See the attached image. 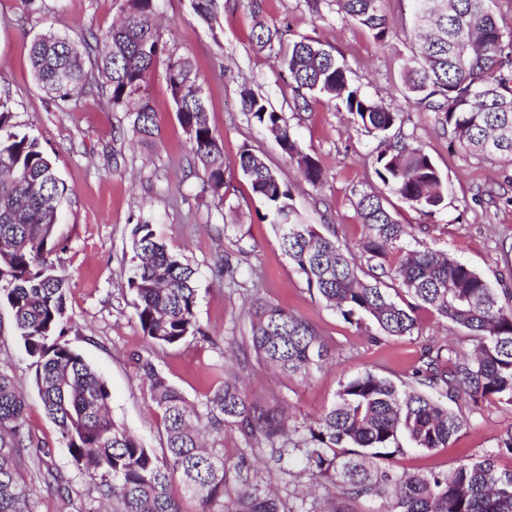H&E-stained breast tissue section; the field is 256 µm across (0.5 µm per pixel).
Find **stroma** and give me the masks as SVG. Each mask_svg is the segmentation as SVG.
<instances>
[{
	"mask_svg": "<svg viewBox=\"0 0 512 512\" xmlns=\"http://www.w3.org/2000/svg\"><path fill=\"white\" fill-rule=\"evenodd\" d=\"M382 6L391 32L381 43L368 29L338 15L334 0H321L315 11L306 0H265L258 17L240 0H224L210 24L198 18L191 0H161L163 39L171 50L196 62L211 126L224 144V191L216 196L197 176L200 165L178 121L164 66H157L149 81L156 132L148 141L133 135L130 113L112 108L101 95L77 96L62 108L33 81L28 51L35 34L49 27L81 40L87 26L112 24L119 0H0V92L10 94L14 123L39 137L68 188L58 213L64 247L53 256L65 281V339L106 381L112 417L154 453L162 451L163 418L148 405L138 357L152 359L198 403L217 388L225 371L237 372L249 398L279 401L298 425L329 409L341 383L357 373L367 370L397 383L406 380L421 340L453 342L466 350L473 346L463 330L428 310L419 311L420 333L412 338L374 342L372 323L356 327L345 322L308 290L280 249L274 228L263 221L265 205L238 165L242 149L263 154L290 185L300 222L335 234L341 244L352 247L361 239L356 203L360 194L373 192L399 223L413 227L409 248L430 245L480 273L492 288H512V163L464 154L437 115L415 104L403 84L417 52L410 37L411 0H382ZM259 20L285 29L288 38L304 36L331 48L366 94L399 112L393 132L429 154L447 190L445 208L422 213L383 184L375 173L378 139L334 102L322 97L297 101L274 58L252 41ZM247 90L268 98L287 117L304 151L321 165L318 185L302 180L274 139L243 112L241 95ZM120 128L125 131L121 142L115 139ZM116 145L121 148L117 160L112 157ZM139 217L152 222L171 251L200 269L197 319L208 339L148 346L127 287L133 266L130 231ZM223 256L238 264L240 287H229L215 275ZM257 297L312 323L331 346L333 363L306 379H288L260 364L244 345L250 329L247 311ZM0 368L14 377L25 396L27 431L47 449L45 455L23 459L30 512H87L91 480L69 463L32 383V360L3 303ZM466 418L467 426L449 447L433 453L407 449L389 461V468L398 474L445 470L460 458L492 452L512 427V407L488 404L467 412ZM223 446L229 462L245 460L260 491L275 490L293 512H321L323 505L309 495L297 458H290L282 473L266 451L246 447L234 431H226ZM57 471L70 480L67 493H59L51 478Z\"/></svg>",
	"mask_w": 512,
	"mask_h": 512,
	"instance_id": "1",
	"label": "stroma"
}]
</instances>
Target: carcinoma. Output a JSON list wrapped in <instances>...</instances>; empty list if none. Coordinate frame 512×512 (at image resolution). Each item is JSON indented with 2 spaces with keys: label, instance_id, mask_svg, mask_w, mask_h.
Instances as JSON below:
<instances>
[{
  "label": "carcinoma",
  "instance_id": "carcinoma-1",
  "mask_svg": "<svg viewBox=\"0 0 512 512\" xmlns=\"http://www.w3.org/2000/svg\"><path fill=\"white\" fill-rule=\"evenodd\" d=\"M160 0H122L118 22L102 31L87 28L74 41L48 29L36 34L30 61L36 85L58 104L92 86L114 108L134 114L133 131L155 135L149 76L164 64L166 81L190 150L201 163V179L213 192L224 188V145L210 125L194 61L168 50L157 23ZM382 0H336L338 11L384 41L389 21ZM411 37L420 47L417 66L405 72V89L416 104L438 115L461 150L512 161V32L494 13L495 0H446L447 10L426 22L421 14L437 0H412ZM204 22L216 20L222 0H192ZM256 45L280 55L281 78L297 98L325 97L381 138L375 173L420 211L445 207L442 176L419 146L393 141L399 113L385 108L353 83L349 69L329 50L306 37L281 52L283 32L257 23ZM242 110L263 127L294 161L302 177L317 185L318 160L300 146L284 116L261 95L244 92ZM15 102L0 94V303L13 313L14 327L34 359L33 385L57 427L71 464L94 480L99 501L111 512H184L173 493L215 507L213 512H286L275 493L251 488L243 465L228 463L224 449L201 441L234 428L250 448L265 447L280 462L297 452L303 472L328 497L327 512H351L359 499L381 502L378 512H512V428L496 450L463 459L449 470L400 477L378 460L403 452L402 441L425 452L446 448L465 417L433 399L428 388H444L448 400L474 408L512 405V289L499 291L468 265L428 245L410 250L412 236L382 199L363 194L357 202L364 235L356 249L342 246L314 224H299L291 189L262 156L245 148L239 166L265 204L263 219L275 227L280 245L309 289L349 324L371 319L385 337L419 333L417 311L427 308L465 330L478 342L471 354L443 348L431 339L420 348L413 382H395L365 371L340 386L337 399L320 416L292 428L277 401L250 400L239 379L224 378L202 405L189 400L152 360L139 358L148 381L149 406L161 411L162 456L145 448L109 413L105 380L64 340V279L52 259L63 242L56 236L57 205L67 187L57 176L38 138L15 129ZM135 265L127 279L135 316L147 343L172 346L207 333L197 320L199 269L169 252L147 221L131 230ZM248 347L256 359L289 378H308L333 358L329 346L306 319L259 300L250 314ZM26 401L13 378L0 369V512H27L20 482L22 448L39 455L24 431Z\"/></svg>",
  "mask_w": 512,
  "mask_h": 512
}]
</instances>
